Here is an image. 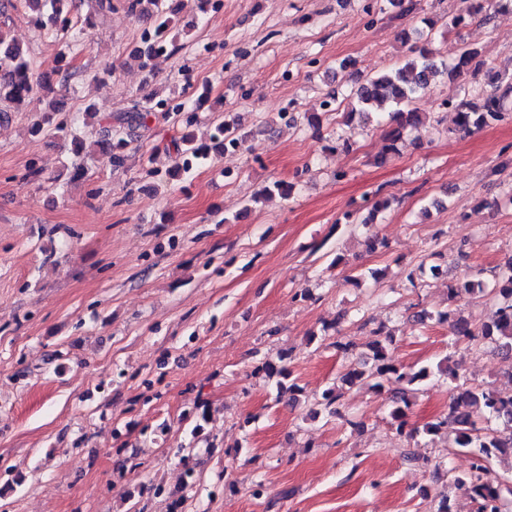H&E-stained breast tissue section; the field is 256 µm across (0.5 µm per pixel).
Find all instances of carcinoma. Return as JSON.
<instances>
[{"label":"carcinoma","instance_id":"cac0c4a2","mask_svg":"<svg viewBox=\"0 0 512 512\" xmlns=\"http://www.w3.org/2000/svg\"><path fill=\"white\" fill-rule=\"evenodd\" d=\"M19 3L35 12L37 25L54 35L68 49L82 44L83 31L92 25L90 18L74 14L76 0H4L0 3V12L4 14L10 8L15 9ZM125 8L133 17L153 21V25L149 27L152 40L149 41L145 34H140V45L132 51V57L138 62L140 69L149 70L156 57L179 50L175 39L169 37L175 27L177 14L171 0H125ZM480 13V4L467 0L465 9L451 19L448 31L455 32L457 39H462L461 29L466 26V20ZM430 43L431 34L428 33L422 46L410 49L407 58L398 68L359 86L355 92V101L344 116L347 124L356 118L367 124L371 122L372 114L382 109L384 104L390 102L395 106L388 113V117L389 120L397 122V127L386 134L385 154L380 156L382 161L387 155L395 153L396 142L403 130L422 122L423 115L408 108V105L439 74L458 80L482 73L487 80V87L490 88L477 103L448 101V105L457 112V131L469 133L512 113V78L508 80L503 77L492 64L481 57L477 49L466 45L461 47L456 63L450 67L446 62L436 59ZM52 91L54 88L48 83V77L34 74L27 52L8 39L6 31L0 28V103L19 105L38 93ZM155 110L183 115L187 128L194 120L193 114L185 112L183 103L171 98L157 101L148 99L142 104L133 103L108 117L104 127L102 144L112 149L114 162L123 163V149L142 137V132L147 127L148 115ZM59 111L60 106H53L43 123L35 128V132H45L63 141L68 140L75 153L89 154L91 149L72 132L68 121L55 119ZM211 140L215 149L222 152L229 146L240 151L246 143L244 136L236 134L224 123L215 125ZM176 152L178 161L167 172L171 179L188 176L209 157L207 147L196 145L188 131L182 135ZM463 293L493 295L494 311L490 319L479 328L472 327L463 317L456 318L451 324L452 334L459 339H480L506 356H511L512 258L504 269L492 272L489 279L478 275L448 287V296L453 300ZM390 342L392 339L388 335L382 340L372 341L369 345L370 368L362 370L352 365L337 381L323 390L320 406L326 417L339 415L338 404L345 390L364 383L379 391L389 383L393 385L389 415L396 424V429L401 433L405 432L408 397L431 379V367L420 366L406 371L396 366L388 351ZM437 369L458 382L459 394L453 400L449 414L427 423L420 431H408V437L412 438L420 432L432 439L446 430L451 432L455 447L463 449L472 459L467 473L453 477L454 488L477 503L476 512H502L503 493L512 495V476L495 472L493 462L512 459V395L504 396L490 386H470L461 381L458 371L450 366L439 364ZM255 375L263 379L277 378L280 392L288 393L293 400L301 393L296 383H286L290 373L285 366L277 368L270 363H264L257 368ZM188 472L189 479L182 484L184 494H171L174 504L186 505L189 500L186 491L200 483V476L193 468H188Z\"/></svg>","mask_w":512,"mask_h":512}]
</instances>
